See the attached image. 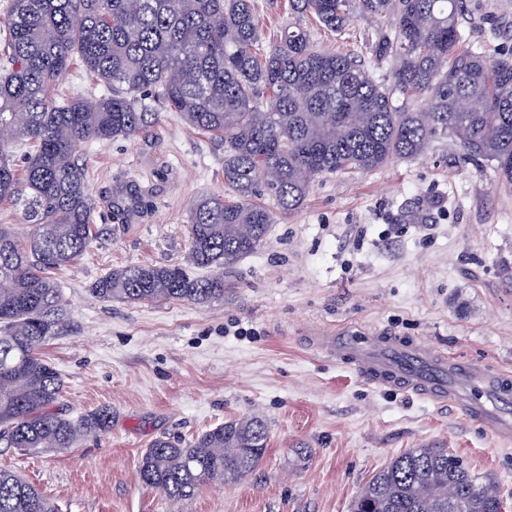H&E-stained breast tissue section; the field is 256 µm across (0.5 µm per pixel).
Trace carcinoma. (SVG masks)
Instances as JSON below:
<instances>
[{
    "instance_id": "cac0c4a2",
    "label": "carcinoma",
    "mask_w": 512,
    "mask_h": 512,
    "mask_svg": "<svg viewBox=\"0 0 512 512\" xmlns=\"http://www.w3.org/2000/svg\"><path fill=\"white\" fill-rule=\"evenodd\" d=\"M466 0H293L336 32L355 13L386 22L372 52L394 64L392 88L356 57L319 50L288 27L262 48L252 0H11L0 23V199L13 197L33 226L20 241L0 225V443L32 454L69 448L112 426L102 407L74 422L57 409L62 380L41 357L68 309L47 272L82 256L93 203L76 161L87 141L134 136L158 113L153 94L183 122L224 141L231 197L204 195L188 213L189 260L131 265L97 280L110 301L205 304L224 300V269L264 241L273 198L286 213L325 174L371 171L426 153L451 137L466 159L495 163L512 185V53L489 58L464 40ZM79 59L108 92L58 103L52 90ZM424 96L421 111L394 105L393 92ZM481 103L471 111L468 102ZM28 147L25 175L15 149ZM267 448L258 416L227 421L185 445L151 442L137 462L142 485L192 498L206 483L252 474ZM507 497L446 448H410L361 487L352 512H506ZM0 512H57L20 475L0 469Z\"/></svg>"
}]
</instances>
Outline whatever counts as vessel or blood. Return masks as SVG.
<instances>
[{"mask_svg":"<svg viewBox=\"0 0 512 512\" xmlns=\"http://www.w3.org/2000/svg\"><path fill=\"white\" fill-rule=\"evenodd\" d=\"M328 356L371 385L390 387L459 410L485 434L512 443V376L446 356L419 340L346 330L313 339Z\"/></svg>","mask_w":512,"mask_h":512,"instance_id":"vessel-or-blood-1","label":"vessel or blood"}]
</instances>
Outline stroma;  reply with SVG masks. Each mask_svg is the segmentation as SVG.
Wrapping results in <instances>:
<instances>
[{
    "label": "stroma",
    "mask_w": 512,
    "mask_h": 512,
    "mask_svg": "<svg viewBox=\"0 0 512 512\" xmlns=\"http://www.w3.org/2000/svg\"><path fill=\"white\" fill-rule=\"evenodd\" d=\"M264 48L288 26L350 53L390 85L392 65L366 40L382 22L318 26L290 0H254ZM459 29L474 48L512 49V0H467ZM95 204L93 240L52 270L68 317L41 348L60 373L72 419L108 407L112 426L49 454L0 446V468L58 512H349L365 482L409 448H445L512 498V444L452 407L370 385L312 345L318 333L381 330L512 371V188L493 163L462 161L452 138L369 172L326 174L296 210L276 214L262 245L224 271L223 300L112 302L91 288L134 264L190 275L187 215L224 192V144L173 112L140 134L78 149ZM268 427L259 468L207 483L176 503L135 479L158 438L187 442L225 421Z\"/></svg>",
    "instance_id": "1"
}]
</instances>
